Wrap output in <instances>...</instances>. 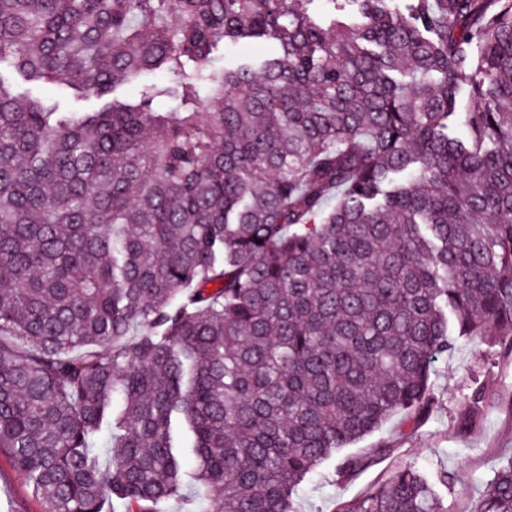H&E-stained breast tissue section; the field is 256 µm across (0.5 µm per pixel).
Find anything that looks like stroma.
I'll list each match as a JSON object with an SVG mask.
<instances>
[{"instance_id": "35a3bbf8", "label": "stroma", "mask_w": 512, "mask_h": 512, "mask_svg": "<svg viewBox=\"0 0 512 512\" xmlns=\"http://www.w3.org/2000/svg\"><path fill=\"white\" fill-rule=\"evenodd\" d=\"M0 76L18 95L56 102L63 112H88L99 106L97 100L77 98L53 85L26 82L6 62L0 64ZM432 371L437 401L432 416L412 431L404 427L403 416H395L361 440V447L387 444L394 452L351 480H339L335 460L323 462L301 483L294 497L296 512H340L344 505L382 484L404 459L430 473L443 469L454 473L456 481L448 496L451 512H474L483 483L493 477L501 459L512 454V410L506 406L512 398V366H489L472 344L461 342L438 355ZM476 381L499 396L500 402L486 410L473 433L464 436L458 430L461 390ZM0 512H50L49 503L32 496L4 452H0Z\"/></svg>"}]
</instances>
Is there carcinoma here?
<instances>
[{
	"label": "carcinoma",
	"mask_w": 512,
	"mask_h": 512,
	"mask_svg": "<svg viewBox=\"0 0 512 512\" xmlns=\"http://www.w3.org/2000/svg\"><path fill=\"white\" fill-rule=\"evenodd\" d=\"M247 42L276 50L217 65ZM4 61L164 77L94 112L0 79V449L52 512H157L187 453L207 512H293L430 417L457 340L512 363V0H0ZM452 483L402 461L343 512ZM476 512H512V457Z\"/></svg>",
	"instance_id": "cac0c4a2"
}]
</instances>
